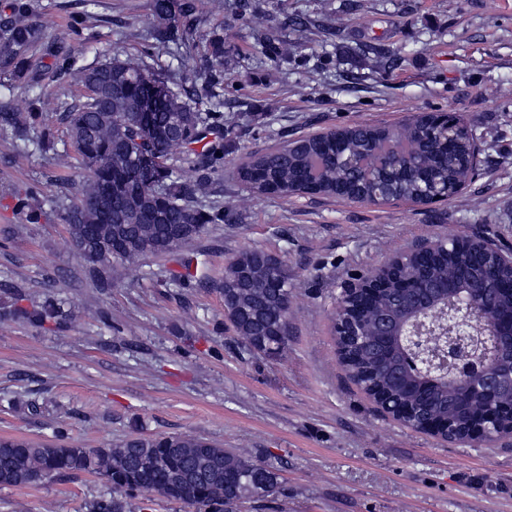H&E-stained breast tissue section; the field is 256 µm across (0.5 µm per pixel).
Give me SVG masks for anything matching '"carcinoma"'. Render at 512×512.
Here are the masks:
<instances>
[{
	"label": "carcinoma",
	"instance_id": "obj_1",
	"mask_svg": "<svg viewBox=\"0 0 512 512\" xmlns=\"http://www.w3.org/2000/svg\"><path fill=\"white\" fill-rule=\"evenodd\" d=\"M154 24L148 49L182 46L198 22V0H150ZM10 15L0 20V86L38 84L41 76L31 66L41 29L22 19L33 13L31 0H10ZM53 59L54 78L70 74L71 53L62 42L45 45ZM89 95L64 107L59 120L83 171L77 182H66L55 206L64 220L77 215L72 238L84 237L77 253L102 285L108 284L114 263H135L161 257L199 237L210 224H222L224 208L200 200L224 173V99L214 92L224 82V50L211 46L210 56L192 80L163 76L140 58L113 56L81 73ZM153 92L161 107L145 123L139 122L141 103ZM0 131L23 141L35 135L41 150L54 146L46 115L35 109L20 114L0 97ZM180 147L194 157L195 183L181 181L166 163L169 152ZM157 156L151 169L138 166L144 153ZM479 149L459 116L448 120L441 113L414 117L401 129L349 126L336 134L299 139L274 151L253 155L238 170V179L261 194L286 195L302 190L311 195L370 194L380 189L388 199L409 200L422 194L425 170L441 179L455 172L475 173ZM13 208L29 224L40 222L43 204L34 187L14 196ZM397 276L405 287L390 285L369 299L337 305L356 315L361 333L353 344L337 341L345 367L368 397L400 398L391 376L393 365L404 360L397 353L382 362L376 349L381 316L401 311L411 287L434 280L454 279L466 286L485 281L486 267L496 262L489 253L478 260L467 252L451 250L448 240H437L424 255L400 254ZM220 292L225 314L248 352L278 358L288 343V275L281 266L263 260L256 249L240 253L224 269ZM3 309L35 326L59 329L69 320L65 301H42L4 293ZM417 415L448 417L462 432L467 416L453 406L448 383L434 386L424 400L407 396ZM80 474L97 477L104 489L85 504L87 512H127V498L158 494L185 503L197 512H237L240 504L258 503L277 488L275 466L238 448H223L193 434L134 435L108 448H78L63 443L33 445L16 438H0V487L23 488L52 483Z\"/></svg>",
	"mask_w": 512,
	"mask_h": 512
}]
</instances>
